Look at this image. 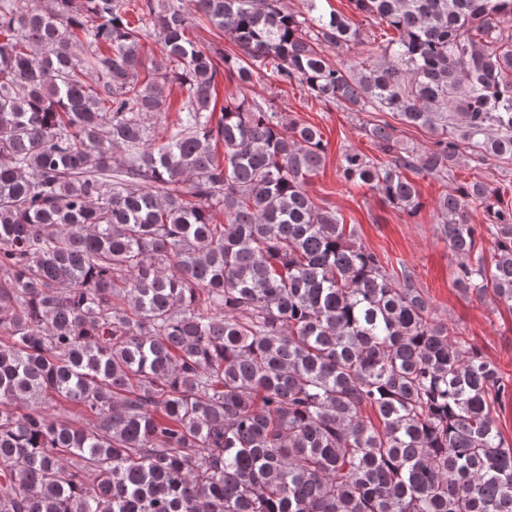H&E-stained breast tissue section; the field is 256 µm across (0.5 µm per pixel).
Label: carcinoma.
Listing matches in <instances>:
<instances>
[{"label": "carcinoma", "mask_w": 512, "mask_h": 512, "mask_svg": "<svg viewBox=\"0 0 512 512\" xmlns=\"http://www.w3.org/2000/svg\"><path fill=\"white\" fill-rule=\"evenodd\" d=\"M304 2L138 0L134 23L130 0H0V512H512L493 417L512 378L317 205L321 131L244 93L296 81L427 130L414 151L367 121L388 160L338 168L414 217L407 173L447 177L459 140L512 159V0H349L395 33L374 64ZM221 73L239 94L218 110ZM170 83L185 100L157 137ZM496 197L475 180L437 210L457 288L512 312ZM191 37L196 40L198 45L219 47L228 53L237 51L233 41L227 35L213 29H210V31L205 28L194 29L191 31Z\"/></svg>", "instance_id": "1"}]
</instances>
